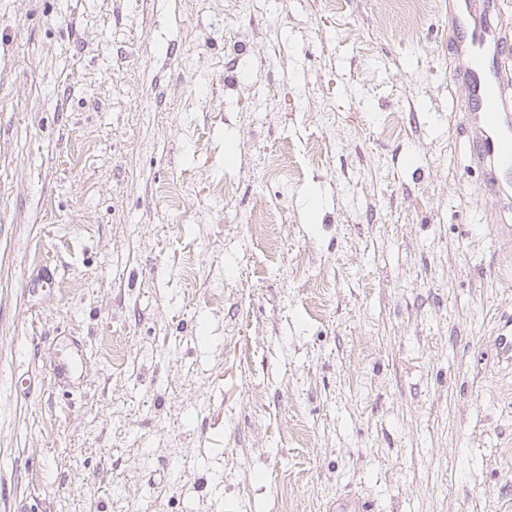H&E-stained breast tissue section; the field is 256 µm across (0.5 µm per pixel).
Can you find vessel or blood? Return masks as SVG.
<instances>
[{"label":"vessel or blood","instance_id":"1","mask_svg":"<svg viewBox=\"0 0 512 512\" xmlns=\"http://www.w3.org/2000/svg\"><path fill=\"white\" fill-rule=\"evenodd\" d=\"M455 53L464 59L456 79L465 89L458 125H475L473 163L483 173V192L512 198V26L504 0H448ZM495 362L512 365V317L494 338Z\"/></svg>","mask_w":512,"mask_h":512}]
</instances>
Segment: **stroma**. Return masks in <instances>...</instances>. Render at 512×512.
Here are the masks:
<instances>
[{"instance_id": "obj_1", "label": "stroma", "mask_w": 512, "mask_h": 512, "mask_svg": "<svg viewBox=\"0 0 512 512\" xmlns=\"http://www.w3.org/2000/svg\"><path fill=\"white\" fill-rule=\"evenodd\" d=\"M410 6L0 0V512H512V245ZM495 345V362L497 365L506 366L512 365V317L507 316L501 326L498 328V333L494 336Z\"/></svg>"}]
</instances>
